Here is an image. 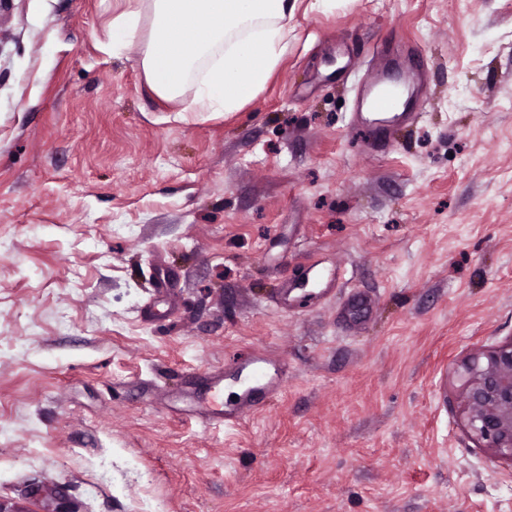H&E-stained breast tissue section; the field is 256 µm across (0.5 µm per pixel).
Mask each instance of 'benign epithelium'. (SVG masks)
<instances>
[{"instance_id": "obj_1", "label": "benign epithelium", "mask_w": 512, "mask_h": 512, "mask_svg": "<svg viewBox=\"0 0 512 512\" xmlns=\"http://www.w3.org/2000/svg\"><path fill=\"white\" fill-rule=\"evenodd\" d=\"M466 426L497 457L512 461V339L458 365Z\"/></svg>"}]
</instances>
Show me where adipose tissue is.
<instances>
[{
  "instance_id": "obj_1",
  "label": "adipose tissue",
  "mask_w": 512,
  "mask_h": 512,
  "mask_svg": "<svg viewBox=\"0 0 512 512\" xmlns=\"http://www.w3.org/2000/svg\"><path fill=\"white\" fill-rule=\"evenodd\" d=\"M143 67L159 97L192 86L195 112H232L267 82L288 47L297 0H150Z\"/></svg>"
}]
</instances>
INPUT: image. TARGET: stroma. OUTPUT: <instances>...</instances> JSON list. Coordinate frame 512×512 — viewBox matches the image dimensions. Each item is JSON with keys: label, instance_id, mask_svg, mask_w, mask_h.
Instances as JSON below:
<instances>
[{"label": "stroma", "instance_id": "stroma-1", "mask_svg": "<svg viewBox=\"0 0 512 512\" xmlns=\"http://www.w3.org/2000/svg\"><path fill=\"white\" fill-rule=\"evenodd\" d=\"M112 2L0 0V499L512 512L455 373L512 339V0H299L224 114L159 99L151 15L116 53ZM411 63L414 121L354 124ZM252 347L287 380L206 425L193 394Z\"/></svg>", "mask_w": 512, "mask_h": 512}]
</instances>
